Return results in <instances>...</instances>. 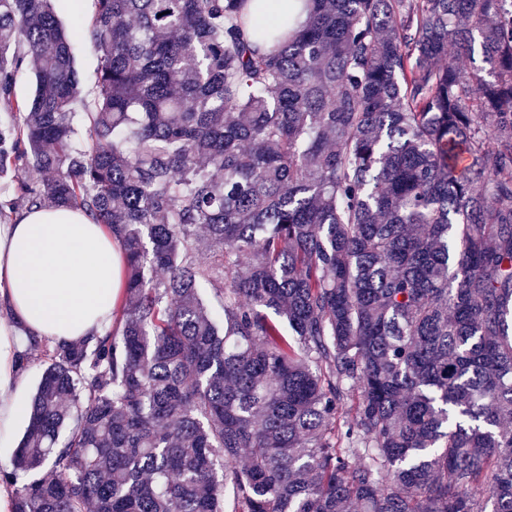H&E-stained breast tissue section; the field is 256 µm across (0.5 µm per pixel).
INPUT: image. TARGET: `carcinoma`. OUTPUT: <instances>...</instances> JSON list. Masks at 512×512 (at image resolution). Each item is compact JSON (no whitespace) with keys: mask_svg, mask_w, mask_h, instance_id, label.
Instances as JSON below:
<instances>
[{"mask_svg":"<svg viewBox=\"0 0 512 512\" xmlns=\"http://www.w3.org/2000/svg\"><path fill=\"white\" fill-rule=\"evenodd\" d=\"M54 2L0 0V222L84 210L124 293L11 512H512V0H95L87 142Z\"/></svg>","mask_w":512,"mask_h":512,"instance_id":"1","label":"carcinoma"}]
</instances>
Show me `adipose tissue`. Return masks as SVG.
Instances as JSON below:
<instances>
[{
  "instance_id": "ef3b65f1",
  "label": "adipose tissue",
  "mask_w": 512,
  "mask_h": 512,
  "mask_svg": "<svg viewBox=\"0 0 512 512\" xmlns=\"http://www.w3.org/2000/svg\"><path fill=\"white\" fill-rule=\"evenodd\" d=\"M122 253L105 225L61 208L0 224V431L28 416L13 332L51 345L100 333L121 293Z\"/></svg>"
}]
</instances>
